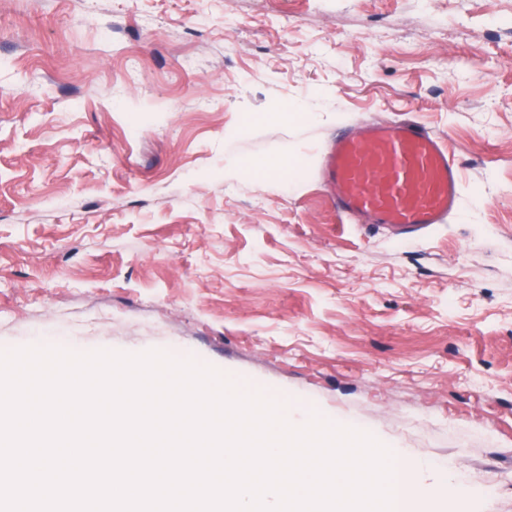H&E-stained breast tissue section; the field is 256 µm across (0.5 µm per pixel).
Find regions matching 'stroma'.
<instances>
[{
	"mask_svg": "<svg viewBox=\"0 0 512 512\" xmlns=\"http://www.w3.org/2000/svg\"><path fill=\"white\" fill-rule=\"evenodd\" d=\"M512 0H0V350H161L512 512ZM419 120L457 216L342 222L320 150ZM288 154L294 178L242 165Z\"/></svg>",
	"mask_w": 512,
	"mask_h": 512,
	"instance_id": "35a3bbf8",
	"label": "stroma"
}]
</instances>
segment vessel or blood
I'll return each instance as SVG.
<instances>
[{"mask_svg":"<svg viewBox=\"0 0 512 512\" xmlns=\"http://www.w3.org/2000/svg\"><path fill=\"white\" fill-rule=\"evenodd\" d=\"M320 170L337 212L417 237L458 210V165L446 140L408 119L337 129Z\"/></svg>","mask_w":512,"mask_h":512,"instance_id":"1","label":"vessel or blood"}]
</instances>
